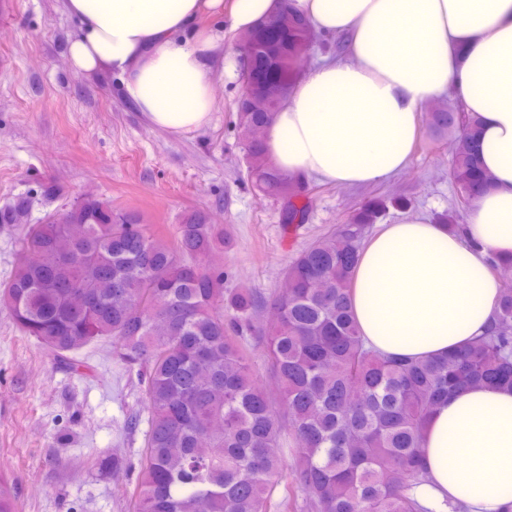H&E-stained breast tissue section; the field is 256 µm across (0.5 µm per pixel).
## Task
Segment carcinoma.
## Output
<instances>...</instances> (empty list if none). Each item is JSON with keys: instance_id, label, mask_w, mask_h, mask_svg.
<instances>
[{"instance_id": "obj_1", "label": "carcinoma", "mask_w": 512, "mask_h": 512, "mask_svg": "<svg viewBox=\"0 0 512 512\" xmlns=\"http://www.w3.org/2000/svg\"><path fill=\"white\" fill-rule=\"evenodd\" d=\"M267 34L280 56L254 48L253 73L290 86L299 56L316 39L304 20L281 10ZM266 102L239 113L248 176L269 196L292 199L301 179L276 172L254 132L271 118ZM435 130L453 138L458 197L488 181L473 150L475 119L437 112ZM85 195L30 223L31 198L0 209V224L21 226L20 261L0 287V303L51 355L66 359L107 343L142 371L150 416L131 496L136 512H271L279 475L291 467L314 512H423L408 489L426 481L422 437L432 408L463 386L512 388V284H504L488 331L432 361L384 357L361 336L351 309L355 265L387 201L303 250L286 268L265 330L269 370L282 411L272 408L248 362L242 335L261 300L224 287V271L202 260L224 248V228L202 211L184 216L165 240L139 215ZM68 224L83 225L74 237ZM362 397L354 400L352 390ZM294 448H284V433ZM0 512H18L13 484L0 477Z\"/></svg>"}]
</instances>
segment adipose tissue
I'll list each match as a JSON object with an SVG mask.
<instances>
[{"instance_id": "adipose-tissue-1", "label": "adipose tissue", "mask_w": 512, "mask_h": 512, "mask_svg": "<svg viewBox=\"0 0 512 512\" xmlns=\"http://www.w3.org/2000/svg\"><path fill=\"white\" fill-rule=\"evenodd\" d=\"M76 19L79 74L119 78L150 127L201 130L216 102L209 65L224 41L203 17L254 29L280 6L346 40L348 57L295 81L266 125L283 174L354 187L394 178L420 135L422 103L453 94L479 127L491 183L469 202L463 234L411 215L384 225L356 266L351 303L366 342L430 360L483 333L502 282L488 255L512 256V0H59ZM425 512H512V389L469 387L431 413L423 436Z\"/></svg>"}]
</instances>
